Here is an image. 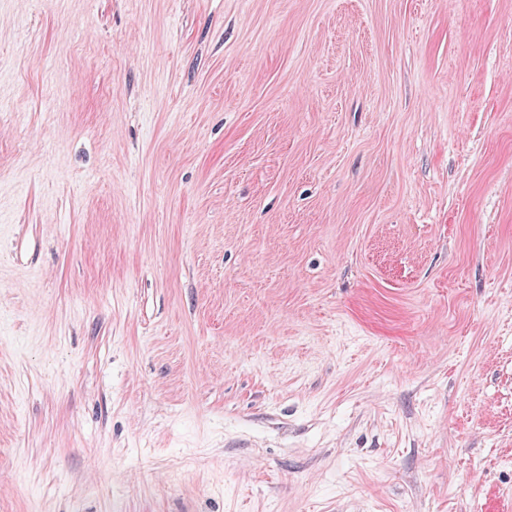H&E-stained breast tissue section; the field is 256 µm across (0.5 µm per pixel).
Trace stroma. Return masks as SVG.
Masks as SVG:
<instances>
[{
    "label": "stroma",
    "mask_w": 512,
    "mask_h": 512,
    "mask_svg": "<svg viewBox=\"0 0 512 512\" xmlns=\"http://www.w3.org/2000/svg\"><path fill=\"white\" fill-rule=\"evenodd\" d=\"M0 512H512V0H0Z\"/></svg>",
    "instance_id": "obj_1"
}]
</instances>
